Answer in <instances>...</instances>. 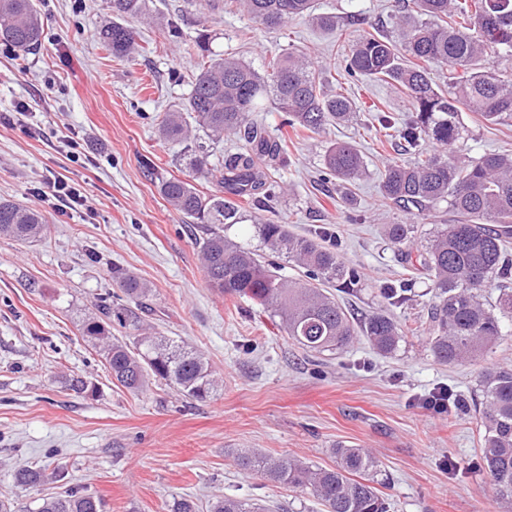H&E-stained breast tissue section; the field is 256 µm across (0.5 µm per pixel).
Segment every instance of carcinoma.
I'll return each instance as SVG.
<instances>
[{
	"instance_id": "carcinoma-1",
	"label": "carcinoma",
	"mask_w": 512,
	"mask_h": 512,
	"mask_svg": "<svg viewBox=\"0 0 512 512\" xmlns=\"http://www.w3.org/2000/svg\"><path fill=\"white\" fill-rule=\"evenodd\" d=\"M112 23L98 38L116 57L132 53L136 31L129 21L147 15L148 0H108ZM413 8L400 19L399 39L375 33L363 36L344 55V72L352 80L365 77L394 83L410 98L412 115L396 126L389 113L376 120L400 149L414 155L408 163L393 162L380 181L382 205L402 209L447 204L452 215L436 224L426 244L414 248L415 224H390L386 236L400 252L407 277L385 289L390 305L409 300L423 280L431 301L421 330L428 334L433 358L453 365L472 362L512 334V155L485 153L475 158L456 155L463 112H477L493 125L512 124V78L499 65L512 63V0H411ZM268 29L307 16L324 28L336 18L314 13V0H224ZM44 19L33 0H0V43L19 55L41 45ZM206 61L185 101L165 113L159 132L166 139L192 142L196 131L220 140L233 136L241 143L224 161L211 164L197 152L187 155L189 178L147 176L157 180L160 194L183 217L205 229L202 267L210 287L231 299H247L280 318L288 339L307 352L333 353L363 337L382 354L396 352L410 329L379 310L357 320L326 290L349 291L361 281L359 269L343 260L333 246L320 242L325 233L294 234L286 224L255 225L264 247L303 269L304 279H286L257 251L224 234L245 215L238 199L267 207L274 200L273 183L260 165L284 161L281 141L253 118L265 102L283 113L282 125L321 135L333 125L350 121L355 101L342 92L327 91L326 79L312 68L303 52L286 50L269 60L264 71L231 55L214 54L209 34H199ZM449 67L450 88L439 86L429 66ZM323 180L350 184L366 173L362 154L346 141L324 153ZM207 180L214 192L203 195L191 183ZM44 215L27 205L0 199V236L32 242L46 232ZM499 284L494 303L484 292ZM112 281L126 298H100L97 312L81 325L82 336L99 349L112 382L131 392L150 381H164L184 397L203 401L222 381L202 353L160 335L144 322L151 288L137 276L112 265ZM134 331L127 342L112 328ZM472 407L479 422L481 471L488 487L512 499V367L481 368ZM333 468H313L290 456L273 458L258 452L237 457L239 467L292 490H307L324 512H387L384 500L366 475L377 472L378 460L354 446L335 449ZM45 472L28 464L13 470L14 482L36 485ZM35 512H104V502L84 489L42 500ZM209 512H270L264 505L224 496Z\"/></svg>"
}]
</instances>
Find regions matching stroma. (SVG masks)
Here are the masks:
<instances>
[{"instance_id":"35a3bbf8","label":"stroma","mask_w":512,"mask_h":512,"mask_svg":"<svg viewBox=\"0 0 512 512\" xmlns=\"http://www.w3.org/2000/svg\"><path fill=\"white\" fill-rule=\"evenodd\" d=\"M34 3L47 19L41 48L19 57L0 44V198L37 208L48 221L37 241L0 237V498L35 512L41 498L71 485L98 495L106 512H169L183 497L204 510L224 494L280 512H321L311 495L241 472L235 457L287 453L330 468L344 442L380 459L373 480L387 512H512L478 469L473 413H439L427 404L443 387L471 398L478 366L437 363L421 333L387 356L362 340L339 354L302 350L279 317L210 288L199 255L203 229L170 208L144 169L150 162L163 176H188L183 143L160 137L158 124L191 90L201 60L198 33L210 34L212 52L258 70L281 49L306 52L347 89L356 117L317 136L282 127L275 109L262 113L270 134L288 144L274 174L279 199L261 211L245 205V221L227 234L261 249L254 214L301 235L328 229L338 253L361 271L358 288L342 304L363 314L385 308L402 323L417 322L425 285L397 307L382 297L404 274L385 227L414 224L424 234L438 213L382 206L381 174L405 155L373 121L379 109L405 121L411 102L387 83L347 81L342 62L344 48L364 34L396 37L401 0H316L317 12L336 15L333 30L307 18L269 30L220 4L148 0L154 20L141 25L138 50L125 59L97 38L112 19L106 0ZM173 23L180 28L176 38L169 33ZM462 122L458 155L512 152V124L487 125L471 112ZM68 136L83 144L85 158L68 156ZM336 140L355 144L367 164L347 191L320 180L325 149ZM61 175L86 197L64 216L38 198ZM116 264L151 286L148 323L202 352L222 376L210 399H186L163 383L139 393L113 384L81 324L112 290ZM74 377L92 392L68 390ZM24 463L43 468L46 479L16 485L12 471ZM58 466L65 480L54 479Z\"/></svg>"}]
</instances>
